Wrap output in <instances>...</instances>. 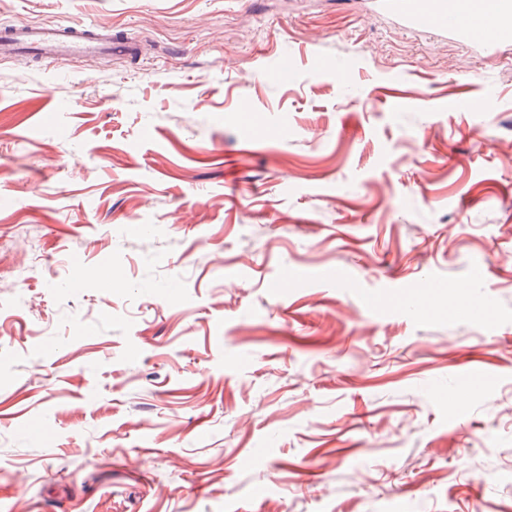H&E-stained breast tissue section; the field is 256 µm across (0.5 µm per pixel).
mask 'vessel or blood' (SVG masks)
<instances>
[{
  "label": "vessel or blood",
  "instance_id": "vessel-or-blood-1",
  "mask_svg": "<svg viewBox=\"0 0 512 512\" xmlns=\"http://www.w3.org/2000/svg\"><path fill=\"white\" fill-rule=\"evenodd\" d=\"M382 9L405 27L435 35H449L485 57L512 47V0H381ZM494 25L493 37L483 30ZM111 36L87 35L84 28L58 24H16L0 30V56L24 53L51 63L70 55L111 52Z\"/></svg>",
  "mask_w": 512,
  "mask_h": 512
}]
</instances>
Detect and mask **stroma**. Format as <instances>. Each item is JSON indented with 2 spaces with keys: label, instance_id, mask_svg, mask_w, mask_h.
<instances>
[{
  "label": "stroma",
  "instance_id": "obj_1",
  "mask_svg": "<svg viewBox=\"0 0 512 512\" xmlns=\"http://www.w3.org/2000/svg\"><path fill=\"white\" fill-rule=\"evenodd\" d=\"M29 22L127 48L0 60V512H512V51L380 0Z\"/></svg>",
  "mask_w": 512,
  "mask_h": 512
}]
</instances>
